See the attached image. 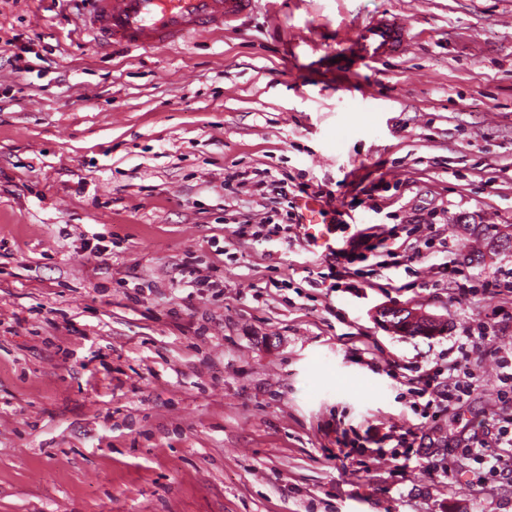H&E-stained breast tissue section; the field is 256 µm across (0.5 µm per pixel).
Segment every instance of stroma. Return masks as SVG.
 <instances>
[{"label": "stroma", "instance_id": "1", "mask_svg": "<svg viewBox=\"0 0 512 512\" xmlns=\"http://www.w3.org/2000/svg\"><path fill=\"white\" fill-rule=\"evenodd\" d=\"M92 9L0 0V512H512V482L462 453L502 413L497 359L424 421L399 375L466 334L512 357V322L486 318L512 268V0H257L132 52ZM384 14L404 54L336 67ZM235 169L347 222L353 287L305 282L330 258L304 237H240L288 204ZM395 226L446 238L451 272L376 268ZM189 254L221 295L183 285ZM394 306L440 331H388ZM372 424L421 446L394 458Z\"/></svg>", "mask_w": 512, "mask_h": 512}]
</instances>
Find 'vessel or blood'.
Instances as JSON below:
<instances>
[{"mask_svg": "<svg viewBox=\"0 0 512 512\" xmlns=\"http://www.w3.org/2000/svg\"><path fill=\"white\" fill-rule=\"evenodd\" d=\"M90 30L99 39L131 50L173 47L187 36L223 29L226 22L250 11L254 0H93ZM408 35L397 18L377 17L358 26L340 52L345 67L403 53ZM300 230L324 253L336 249L329 232L315 231V200L301 206Z\"/></svg>", "mask_w": 512, "mask_h": 512, "instance_id": "1", "label": "vessel or blood"}]
</instances>
